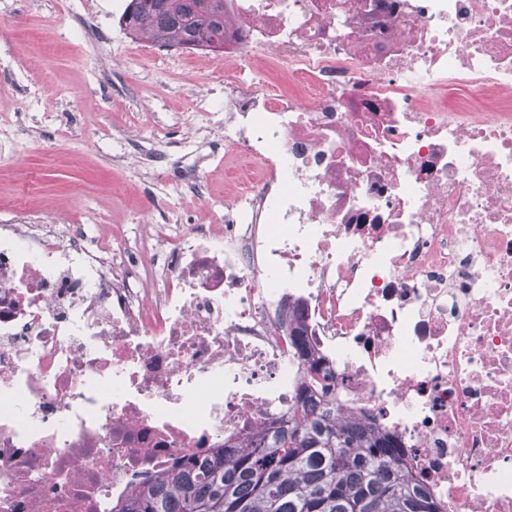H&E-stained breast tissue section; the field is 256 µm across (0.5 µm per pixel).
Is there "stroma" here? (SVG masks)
<instances>
[{"label":"stroma","mask_w":512,"mask_h":512,"mask_svg":"<svg viewBox=\"0 0 512 512\" xmlns=\"http://www.w3.org/2000/svg\"><path fill=\"white\" fill-rule=\"evenodd\" d=\"M129 0H0V225L78 224L90 247L138 248L142 227L180 231L224 213L233 158L215 149L191 196L192 132L224 127L220 53L188 56L133 39ZM158 161H126L131 140Z\"/></svg>","instance_id":"stroma-1"}]
</instances>
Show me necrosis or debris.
I'll return each instance as SVG.
<instances>
[{"label":"necrosis or debris","instance_id":"4bbe7bcc","mask_svg":"<svg viewBox=\"0 0 512 512\" xmlns=\"http://www.w3.org/2000/svg\"><path fill=\"white\" fill-rule=\"evenodd\" d=\"M220 224L0 225V512H117L322 360L444 512H512V0H224Z\"/></svg>","mask_w":512,"mask_h":512}]
</instances>
